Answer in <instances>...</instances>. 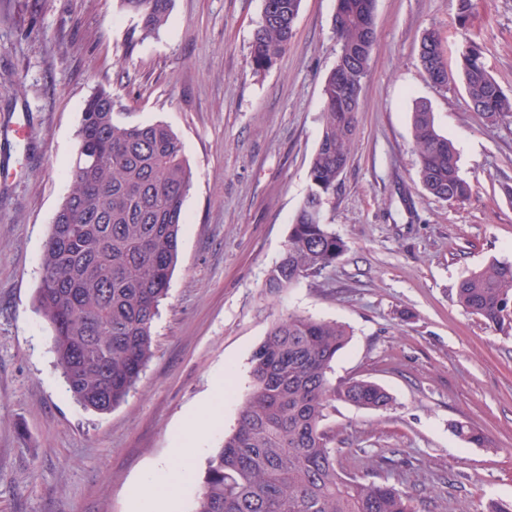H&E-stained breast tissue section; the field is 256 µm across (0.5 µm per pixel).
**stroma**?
<instances>
[{
    "label": "stroma",
    "instance_id": "stroma-1",
    "mask_svg": "<svg viewBox=\"0 0 512 512\" xmlns=\"http://www.w3.org/2000/svg\"><path fill=\"white\" fill-rule=\"evenodd\" d=\"M336 0H302L285 54L248 65L262 0H173L141 38L119 0H0V512H130L142 475L164 460L192 412L217 423L191 459L180 512L251 391L250 359L271 323L296 312L347 327L331 377L365 378L390 409L344 403L327 424L343 471L411 491L421 512H486L512 501V335L457 303L462 276L512 260V118L487 124L461 82L434 86L418 45L460 43L458 0H376L377 38L349 164L324 209L347 249L327 274L272 297L265 280L308 191L322 88L336 58ZM469 29L512 96V0H484ZM118 100L119 122L161 121L193 171L178 263L155 351L127 400L99 415L67 393L51 328L33 307L49 225L71 189L86 98ZM458 152L470 201L420 185L415 101ZM232 376L234 394L216 395ZM481 428L466 444L456 424Z\"/></svg>",
    "mask_w": 512,
    "mask_h": 512
}]
</instances>
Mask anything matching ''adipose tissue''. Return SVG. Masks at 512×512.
<instances>
[{
	"mask_svg": "<svg viewBox=\"0 0 512 512\" xmlns=\"http://www.w3.org/2000/svg\"><path fill=\"white\" fill-rule=\"evenodd\" d=\"M209 431V420L199 417L187 420L179 445L141 481L140 491L132 502V512H178L186 465Z\"/></svg>",
	"mask_w": 512,
	"mask_h": 512,
	"instance_id": "1",
	"label": "adipose tissue"
}]
</instances>
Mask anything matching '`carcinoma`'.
<instances>
[{
    "label": "carcinoma",
    "mask_w": 512,
    "mask_h": 512,
    "mask_svg": "<svg viewBox=\"0 0 512 512\" xmlns=\"http://www.w3.org/2000/svg\"><path fill=\"white\" fill-rule=\"evenodd\" d=\"M462 33L457 66L469 106L492 125L512 116V98L490 74L467 19L483 0H459ZM172 0H120L141 35L167 24ZM301 0H263L250 46L253 73L268 71L285 52ZM376 0H336L338 51L323 85L324 123L308 171L309 190L290 224L288 241L268 274L276 296L326 274L345 250L327 224L324 203L336 190L358 128L361 92L376 41ZM419 58L431 83L450 76L439 36L420 40ZM112 92L85 101L78 149L68 171L72 189L50 224L35 311L52 330V350L70 396L107 414L124 403L154 355V324L167 298L179 252L192 170L184 144L162 121L122 124ZM418 177L432 196L462 204L473 195L456 150L423 102L412 112ZM457 303L486 328L512 334V261L495 259L457 283ZM349 342L337 323L290 313L272 323L251 357V392L237 426L207 461L192 512H419L412 494L336 465L329 411L341 402L386 410L392 397L366 379L330 378ZM468 444L484 433L455 425Z\"/></svg>",
    "instance_id": "1"
}]
</instances>
